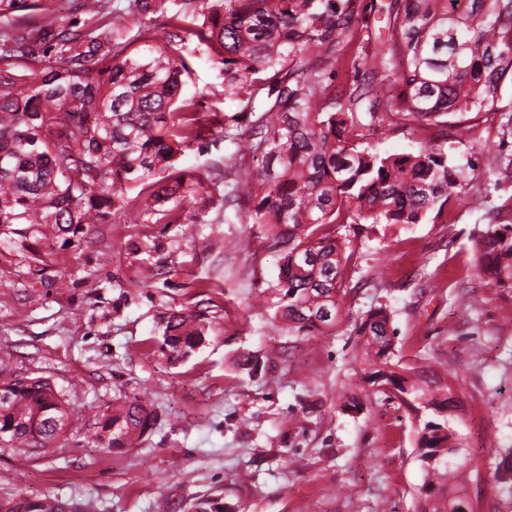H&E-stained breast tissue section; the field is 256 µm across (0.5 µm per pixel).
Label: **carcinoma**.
Wrapping results in <instances>:
<instances>
[{"label": "carcinoma", "mask_w": 512, "mask_h": 512, "mask_svg": "<svg viewBox=\"0 0 512 512\" xmlns=\"http://www.w3.org/2000/svg\"><path fill=\"white\" fill-rule=\"evenodd\" d=\"M57 0H0V245L37 254L34 245L77 235L112 216L132 215L126 192L150 197L195 195L201 181L173 172L175 158L199 137L195 99L182 97L187 9L199 5L191 30L224 73V99L255 117L247 137L224 116L222 139L236 159L260 154L263 166L232 164L229 198L265 227L279 252L272 325L297 333L336 326L345 295V224L448 223V203L477 178L472 165L448 160L433 140L448 133L484 154L483 169L512 166L486 154L467 115L496 114L512 76V0H128L126 14L151 15L157 27L131 33L112 19V0H80L93 19L65 24ZM374 10L386 14L385 36L358 39ZM37 16L16 24V13ZM352 50L354 82L335 85L336 62ZM413 126L436 131L415 152L380 153L368 138ZM476 273L512 289V224L478 234ZM359 382L407 408L425 472L420 512H461L467 502L454 461L459 400L449 380L414 366L395 350L385 306L359 318ZM205 340V324L167 317L159 353L173 363ZM0 360V444L35 447L33 432L52 441L73 425L62 390L46 377L7 375ZM155 424L138 395L97 416L86 437L123 448ZM512 512V448L491 462ZM5 499L4 512H67L62 501Z\"/></svg>", "instance_id": "cac0c4a2"}]
</instances>
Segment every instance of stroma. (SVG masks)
Returning a JSON list of instances; mask_svg holds the SVG:
<instances>
[{
  "label": "stroma",
  "instance_id": "1",
  "mask_svg": "<svg viewBox=\"0 0 512 512\" xmlns=\"http://www.w3.org/2000/svg\"><path fill=\"white\" fill-rule=\"evenodd\" d=\"M186 48L183 93L196 97L203 128L177 165L202 186L163 202L178 221L98 224L32 260L0 247V357L53 379L85 418L138 394L156 423L124 448L75 433L41 455L0 447V497L86 512H194L206 498L224 512H417L425 473L405 410L378 395L357 415L340 410L358 381L356 321L383 305L399 355L453 378L466 451L479 462L464 473L472 512H500L488 461L512 448V289L478 276L472 258L479 229L512 219V172L481 176L448 225L340 228L349 247L339 323L272 331L279 255L225 202L235 146L212 142L219 114L239 106L195 36ZM174 310L209 329L169 364L157 346ZM247 352L260 359L252 375L237 365ZM317 398L322 408L308 412Z\"/></svg>",
  "mask_w": 512,
  "mask_h": 512
}]
</instances>
